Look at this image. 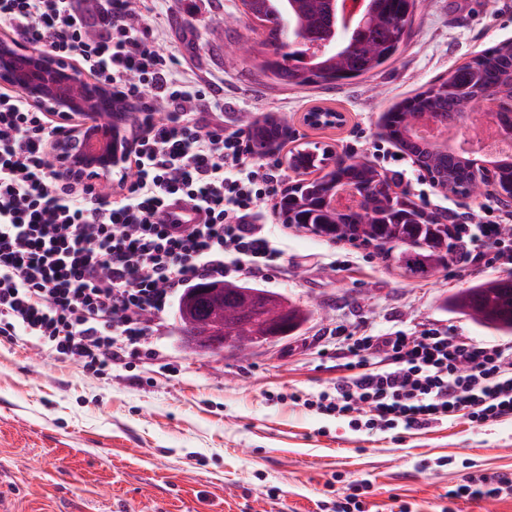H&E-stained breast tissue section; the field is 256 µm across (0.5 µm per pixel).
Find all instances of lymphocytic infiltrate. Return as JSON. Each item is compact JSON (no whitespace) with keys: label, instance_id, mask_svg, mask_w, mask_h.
I'll return each mask as SVG.
<instances>
[{"label":"lymphocytic infiltrate","instance_id":"f902f5d3","mask_svg":"<svg viewBox=\"0 0 512 512\" xmlns=\"http://www.w3.org/2000/svg\"><path fill=\"white\" fill-rule=\"evenodd\" d=\"M81 0H0V26L135 101L142 115L120 200L72 183L49 163L62 133L20 93L0 94V336L106 375L139 354L152 317L201 281L256 277L282 258L259 200L278 192L272 168L254 166L250 138L206 119L203 86L179 75L133 15L132 0H104L89 35ZM164 120L151 119L155 101ZM180 204L197 223L169 219ZM512 213L485 201L450 232L466 258L512 270ZM349 373L306 408L353 429L419 430L457 417L484 424L512 416V338L478 341L429 326L365 334L346 345Z\"/></svg>","mask_w":512,"mask_h":512}]
</instances>
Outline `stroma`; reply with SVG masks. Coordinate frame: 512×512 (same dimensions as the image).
Returning a JSON list of instances; mask_svg holds the SVG:
<instances>
[{"instance_id":"obj_1","label":"stroma","mask_w":512,"mask_h":512,"mask_svg":"<svg viewBox=\"0 0 512 512\" xmlns=\"http://www.w3.org/2000/svg\"><path fill=\"white\" fill-rule=\"evenodd\" d=\"M240 0H137L136 11L180 69L224 87L210 104L227 125L250 128L271 115L288 121L284 160L305 142L329 145L383 168L427 211H477L481 196L451 197L432 186L412 158L385 138L381 118L482 50L512 40V0H419L410 35L394 63L337 87H288L267 77L238 44L259 41L245 24L214 34L215 19ZM322 107L339 127L303 117ZM264 220L286 254L263 288L310 306L296 335L254 347L199 353L159 319L151 354L98 377L76 361L30 342L0 338V512H341L355 495L362 512H512V496H456L470 476L512 474V418L481 426L466 419L421 430L357 431L347 421L299 404L345 376L343 336L450 327L460 336L497 334L451 312L456 289L490 278L449 263L412 278L372 249L336 244L281 224L273 202Z\"/></svg>"}]
</instances>
